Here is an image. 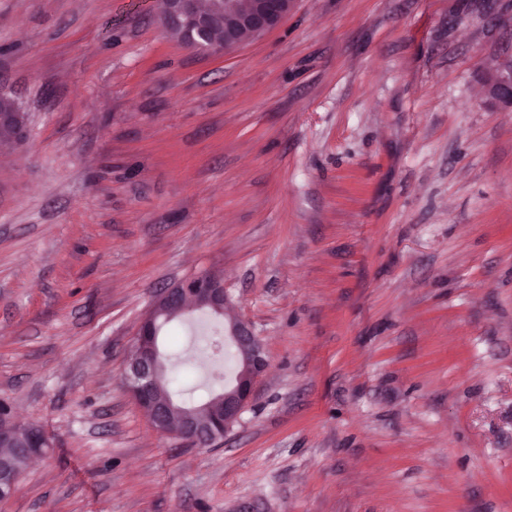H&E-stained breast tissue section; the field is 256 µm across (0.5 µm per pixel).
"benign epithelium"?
<instances>
[{"mask_svg": "<svg viewBox=\"0 0 512 512\" xmlns=\"http://www.w3.org/2000/svg\"><path fill=\"white\" fill-rule=\"evenodd\" d=\"M292 7V0H224V41L213 38L212 27L216 12L211 7H200V0H164L162 24L181 32V42L189 48L209 53H220L240 44L244 37H257L275 28ZM491 93L503 103L512 105V69L498 68L488 75ZM195 288H170L157 302L183 312L187 305L194 308H211L219 313L230 301L224 284L203 274L196 276ZM151 314L142 319L133 352L130 353L124 373V383L129 394L147 414L160 432L176 435L192 444L199 443L204 435V423L197 418L183 419L175 427L168 424L169 401L156 391L157 364L163 354L158 343V333L150 326ZM228 338L233 348L248 355L247 377L237 380L231 394L222 397L217 405H205L208 423L216 424L228 434L238 422L245 408L254 397L255 384L264 375L269 360L258 336L250 323L239 320L231 324ZM23 423L13 415L0 416V448H12L21 432Z\"/></svg>", "mask_w": 512, "mask_h": 512, "instance_id": "7a95c632", "label": "benign epithelium"}]
</instances>
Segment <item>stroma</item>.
<instances>
[{
  "label": "stroma",
  "mask_w": 512,
  "mask_h": 512,
  "mask_svg": "<svg viewBox=\"0 0 512 512\" xmlns=\"http://www.w3.org/2000/svg\"><path fill=\"white\" fill-rule=\"evenodd\" d=\"M161 0H0V512H512V0H294L221 54ZM202 272L269 367L222 442L123 383ZM491 93L508 106L512 105V69L498 68L488 75ZM152 321L153 316L147 313L140 323L133 352L127 360L124 383L158 431L197 444L204 435L205 426L198 418L182 419L175 427L167 423L169 401L161 399L156 391V368L163 354L158 333L150 326Z\"/></svg>",
  "instance_id": "stroma-1"
}]
</instances>
